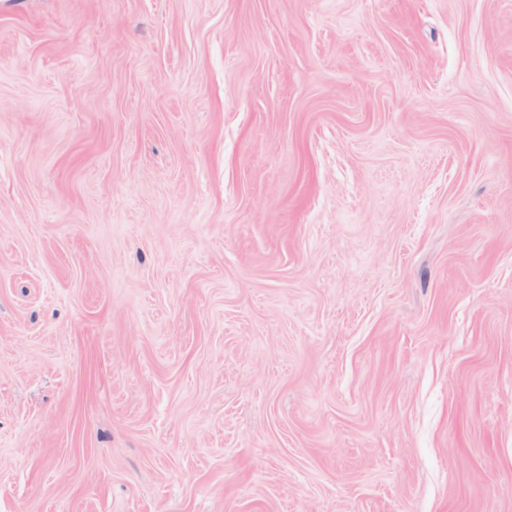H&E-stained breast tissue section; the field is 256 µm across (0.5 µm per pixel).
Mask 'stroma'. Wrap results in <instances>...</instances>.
I'll return each mask as SVG.
<instances>
[{"instance_id":"35a3bbf8","label":"stroma","mask_w":512,"mask_h":512,"mask_svg":"<svg viewBox=\"0 0 512 512\" xmlns=\"http://www.w3.org/2000/svg\"><path fill=\"white\" fill-rule=\"evenodd\" d=\"M0 512H512V0H0Z\"/></svg>"}]
</instances>
